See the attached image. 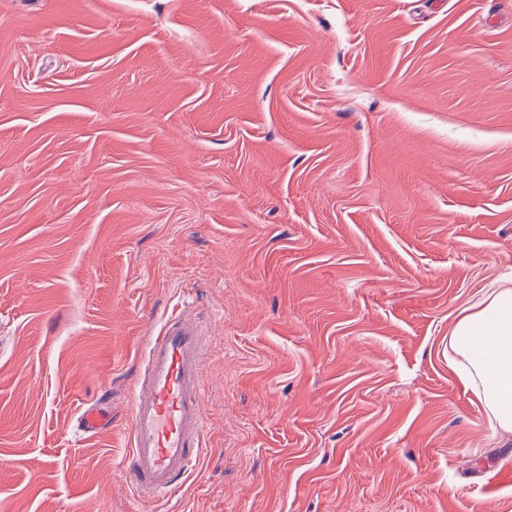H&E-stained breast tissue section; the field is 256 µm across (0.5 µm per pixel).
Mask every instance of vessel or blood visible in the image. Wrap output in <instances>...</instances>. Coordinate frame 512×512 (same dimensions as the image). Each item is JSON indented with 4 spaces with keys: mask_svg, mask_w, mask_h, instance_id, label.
Returning <instances> with one entry per match:
<instances>
[{
    "mask_svg": "<svg viewBox=\"0 0 512 512\" xmlns=\"http://www.w3.org/2000/svg\"><path fill=\"white\" fill-rule=\"evenodd\" d=\"M205 330L186 307L168 312L144 343L129 412V450L123 470L140 500L174 494L205 448ZM111 393L84 404L73 423L79 437L112 427Z\"/></svg>",
    "mask_w": 512,
    "mask_h": 512,
    "instance_id": "vessel-or-blood-1",
    "label": "vessel or blood"
}]
</instances>
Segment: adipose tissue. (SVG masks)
Returning <instances> with one entry per match:
<instances>
[{
    "label": "adipose tissue",
    "instance_id": "ef3b65f1",
    "mask_svg": "<svg viewBox=\"0 0 512 512\" xmlns=\"http://www.w3.org/2000/svg\"><path fill=\"white\" fill-rule=\"evenodd\" d=\"M448 365L470 385L502 436L512 439V286L492 282L448 337Z\"/></svg>",
    "mask_w": 512,
    "mask_h": 512
}]
</instances>
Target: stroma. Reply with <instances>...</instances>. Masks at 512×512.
Listing matches in <instances>:
<instances>
[{
  "mask_svg": "<svg viewBox=\"0 0 512 512\" xmlns=\"http://www.w3.org/2000/svg\"><path fill=\"white\" fill-rule=\"evenodd\" d=\"M510 279L512 0H0V512H512L448 366ZM184 303L206 450L141 502L130 394ZM104 405H108L105 408ZM112 429V395L108 391L92 403H85L73 423V431L83 439L98 437Z\"/></svg>",
  "mask_w": 512,
  "mask_h": 512,
  "instance_id": "35a3bbf8",
  "label": "stroma"
}]
</instances>
